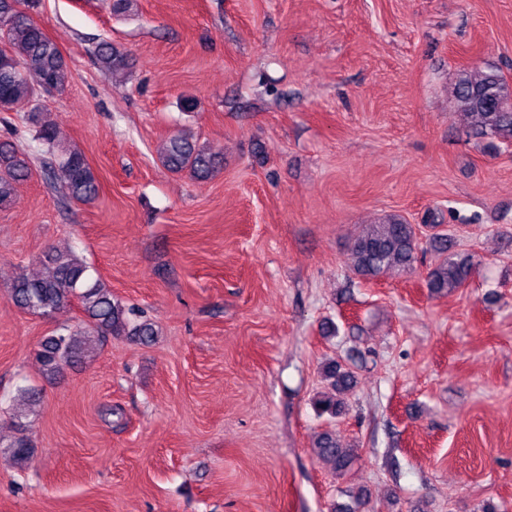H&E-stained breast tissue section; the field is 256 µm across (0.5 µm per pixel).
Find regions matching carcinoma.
Wrapping results in <instances>:
<instances>
[{
  "label": "carcinoma",
  "instance_id": "cac0c4a2",
  "mask_svg": "<svg viewBox=\"0 0 512 512\" xmlns=\"http://www.w3.org/2000/svg\"><path fill=\"white\" fill-rule=\"evenodd\" d=\"M40 0H0V112H22L37 98L40 90L65 88L67 66L55 40L32 17ZM97 64L111 75L128 69L127 54L103 40L94 50ZM453 100L465 127L476 139H490L512 148V84L494 69L463 67L455 74ZM22 120L35 128L42 146L44 176L53 184L61 183L64 194L77 201H91L99 195L98 177L84 152L76 145L64 147L58 140L56 124L42 112H23ZM164 165L175 173H188L196 180H208L224 168V158L184 131L170 137L161 151ZM31 173L28 157L10 141L0 142V208L14 201L15 185ZM419 228L391 215L380 224H368L349 244L350 269L364 281L374 280L392 269L412 266L418 249ZM436 259L425 276L431 295H447L465 287L475 272L472 256L455 251V243L446 233L432 235ZM50 267L45 277L18 274L10 289L20 309L40 317L76 302L87 317L85 326L64 328L46 337L37 358L44 375L52 379L63 366L83 359L91 345L105 336H135L150 343L157 335L154 325L132 319L133 310L114 297L112 289L99 277H92L84 258L72 249L53 248L44 254ZM325 390L317 393L314 404L320 414L337 418L348 407L347 397L357 377L353 369L339 359L322 365ZM319 457L332 465L337 476L351 467V449L331 430L316 437ZM9 453L19 465L32 456V447L23 433L9 444Z\"/></svg>",
  "mask_w": 512,
  "mask_h": 512
}]
</instances>
